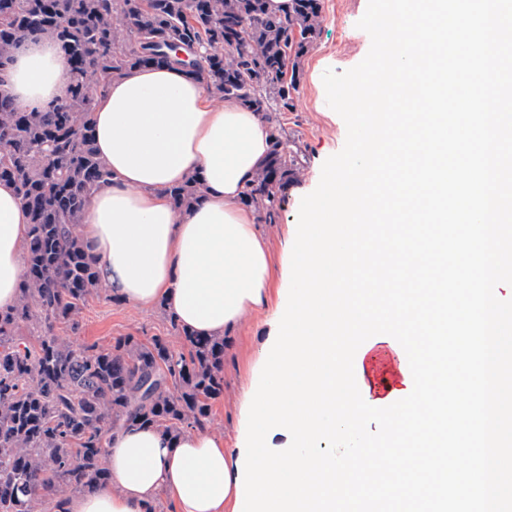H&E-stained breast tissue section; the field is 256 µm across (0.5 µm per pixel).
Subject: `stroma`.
Returning a JSON list of instances; mask_svg holds the SVG:
<instances>
[{"label":"stroma","mask_w":512,"mask_h":512,"mask_svg":"<svg viewBox=\"0 0 512 512\" xmlns=\"http://www.w3.org/2000/svg\"><path fill=\"white\" fill-rule=\"evenodd\" d=\"M368 0H323L321 35L301 60V79L294 111L281 113L280 124L289 151L303 166L298 180L283 192L276 223H258L269 253L271 278L265 303L248 311L228 338L224 355V394L212 408L207 433L222 437L234 449L239 430L242 399L259 382L260 372L275 341L273 314L285 295L284 250L298 223L301 199L318 185L324 161L338 153L346 139V125L326 101L325 70L341 73L359 64L367 55L371 39L357 23ZM58 335L78 344L110 345L118 336H165L176 340L169 313L161 307H143L112 301L109 294L86 303L78 330L61 324Z\"/></svg>","instance_id":"1"}]
</instances>
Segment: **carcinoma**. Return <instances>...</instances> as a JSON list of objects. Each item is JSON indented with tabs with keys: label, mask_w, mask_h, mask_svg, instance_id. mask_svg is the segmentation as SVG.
<instances>
[{
	"label": "carcinoma",
	"mask_w": 512,
	"mask_h": 512,
	"mask_svg": "<svg viewBox=\"0 0 512 512\" xmlns=\"http://www.w3.org/2000/svg\"><path fill=\"white\" fill-rule=\"evenodd\" d=\"M323 21L322 0H292L286 14L267 0H0V73L31 36L53 39L68 71L61 101L40 112L17 111L0 78V181L14 184L30 218L20 297L0 310V512H63L71 498L108 486L110 431L154 427L176 438L205 428L224 394L223 338L175 323L178 348L164 336L100 347L55 332L78 326L86 300L102 291L76 232L111 179L94 145L97 94L132 69L183 65L164 53L173 44L195 50L190 71L204 89L271 129L269 157L242 201L273 224L279 194L300 174L273 114L293 111L300 62ZM203 192L199 178L168 190L179 208ZM36 314V331L19 336Z\"/></svg>",
	"instance_id": "1"
}]
</instances>
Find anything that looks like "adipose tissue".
I'll use <instances>...</instances> for the list:
<instances>
[{
  "label": "adipose tissue",
  "mask_w": 512,
  "mask_h": 512,
  "mask_svg": "<svg viewBox=\"0 0 512 512\" xmlns=\"http://www.w3.org/2000/svg\"><path fill=\"white\" fill-rule=\"evenodd\" d=\"M4 77L15 106L43 111L63 95L66 66L47 37L16 51ZM96 150L112 173L88 201L79 235L103 288L148 307L164 304L199 336H222L266 299L268 254L241 195L264 164L270 137L258 113L217 104L177 66L141 67L98 97ZM200 178L204 196L178 209L169 187ZM29 215L12 182L0 181V309L12 307L25 275ZM238 451L221 437L174 438L130 427L107 439L109 487L71 499L67 512H145L159 490L178 512H233Z\"/></svg>",
  "instance_id": "adipose-tissue-1"
}]
</instances>
